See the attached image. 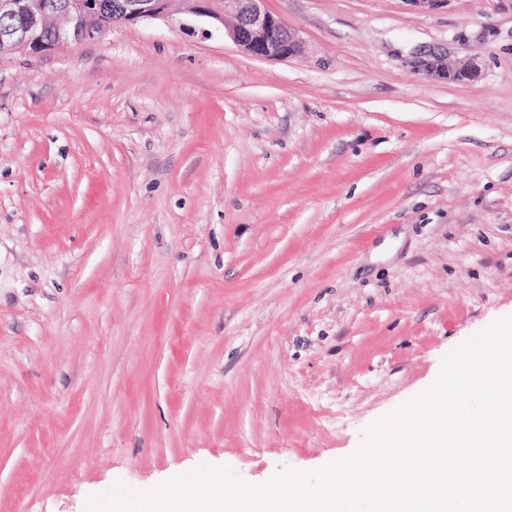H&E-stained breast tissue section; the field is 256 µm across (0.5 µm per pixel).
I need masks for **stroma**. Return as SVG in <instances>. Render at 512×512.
<instances>
[{
	"mask_svg": "<svg viewBox=\"0 0 512 512\" xmlns=\"http://www.w3.org/2000/svg\"><path fill=\"white\" fill-rule=\"evenodd\" d=\"M266 7L0 60V512L319 467L512 314V0ZM120 21L137 23L186 14L205 20L217 33L259 59L280 60L299 50L296 34L264 6L265 0H118ZM233 25L226 31L224 17ZM416 68L426 78H446L448 81H463L474 77L477 73V65L470 59L460 60L451 69L448 68V65L426 60L421 61Z\"/></svg>",
	"mask_w": 512,
	"mask_h": 512,
	"instance_id": "obj_1",
	"label": "stroma"
}]
</instances>
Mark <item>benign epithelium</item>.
Segmentation results:
<instances>
[{"instance_id": "benign-epithelium-1", "label": "benign epithelium", "mask_w": 512, "mask_h": 512, "mask_svg": "<svg viewBox=\"0 0 512 512\" xmlns=\"http://www.w3.org/2000/svg\"><path fill=\"white\" fill-rule=\"evenodd\" d=\"M15 22L0 28L3 52L40 50L69 39L91 38L107 27L99 0H0V15ZM121 21L137 23L186 14L205 20L212 29L259 59L280 60L299 50L296 34L264 6V0H121ZM417 71L429 79H470L477 65L462 59L453 68L422 61Z\"/></svg>"}]
</instances>
